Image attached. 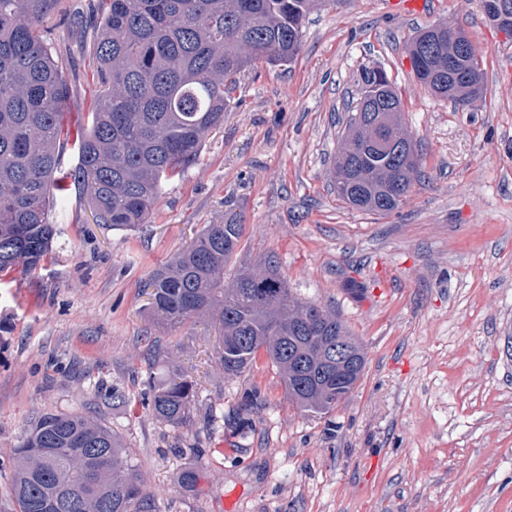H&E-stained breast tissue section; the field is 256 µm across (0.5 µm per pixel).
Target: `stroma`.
Segmentation results:
<instances>
[{"label": "stroma", "mask_w": 512, "mask_h": 512, "mask_svg": "<svg viewBox=\"0 0 512 512\" xmlns=\"http://www.w3.org/2000/svg\"><path fill=\"white\" fill-rule=\"evenodd\" d=\"M429 2L311 12L290 64L241 74L223 125L164 182L147 223H96L72 190L56 201L51 254L34 272L0 273V512H15L11 456L29 421L74 411L122 438L159 512H512V36L480 0ZM77 7L60 0L51 19L72 137L95 88L92 40L66 22ZM439 23L464 30L482 65L485 91L463 108L425 89L405 50ZM366 67L387 72L422 153V181L387 215L329 187ZM220 222L244 227L231 270L275 257L294 295L362 342L363 374L330 414L297 409L265 354L225 375L209 317L154 321L147 278ZM173 364L195 389L179 427L145 405L149 378ZM253 389L249 429L213 423Z\"/></svg>", "instance_id": "obj_1"}]
</instances>
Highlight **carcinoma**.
I'll return each instance as SVG.
<instances>
[{
    "instance_id": "cac0c4a2",
    "label": "carcinoma",
    "mask_w": 512,
    "mask_h": 512,
    "mask_svg": "<svg viewBox=\"0 0 512 512\" xmlns=\"http://www.w3.org/2000/svg\"><path fill=\"white\" fill-rule=\"evenodd\" d=\"M342 0H102L92 56L97 90L91 124L77 141L79 162L67 172L96 222L117 229L144 224L163 181L194 162L210 130L224 122L236 76L258 61L285 66L297 56L315 2ZM486 18L512 30V0ZM58 0H0V272L33 271L58 235L51 220L59 189L61 117L69 89L47 28ZM448 72V41L426 29L405 46ZM457 91L426 88L457 105L484 85L477 61L455 71ZM361 95L374 108H355L330 170L336 197L352 208L389 213L421 177L419 152L408 155L402 102L387 74L365 69ZM242 235L240 224H207L192 244L153 271V317L181 323L210 313L217 323V364L244 373L264 352L291 403L325 415L353 391L355 380L323 379L315 361L330 337L347 339L361 363L362 343L336 314L292 296L277 262L224 281V267ZM193 384L172 373L149 384L148 407L183 425ZM18 512H157L142 493L121 437L80 413H46L22 433L11 468Z\"/></svg>"
}]
</instances>
